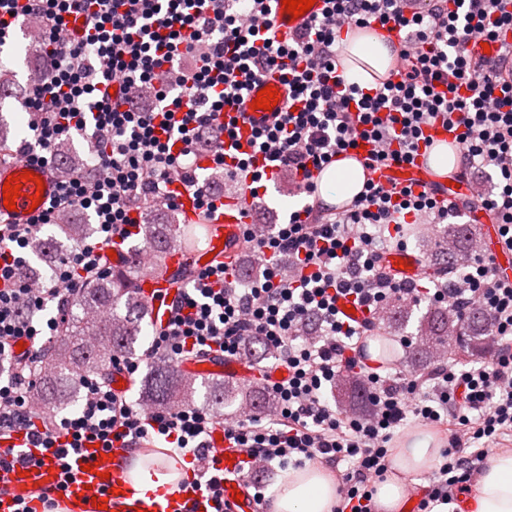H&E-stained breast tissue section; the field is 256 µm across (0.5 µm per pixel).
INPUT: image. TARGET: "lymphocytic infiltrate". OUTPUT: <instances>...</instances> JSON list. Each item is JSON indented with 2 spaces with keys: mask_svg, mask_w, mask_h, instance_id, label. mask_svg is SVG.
Here are the masks:
<instances>
[{
  "mask_svg": "<svg viewBox=\"0 0 512 512\" xmlns=\"http://www.w3.org/2000/svg\"><path fill=\"white\" fill-rule=\"evenodd\" d=\"M267 2L0 0V34L23 17L40 26L45 45L41 78L24 101L37 116L36 141L22 143L18 156L55 166L54 143L86 131L92 149L87 167L59 180L58 195L32 223L0 225V361L13 365L0 384V441L22 431L33 447L62 459L88 440L141 448L161 437L196 457L220 427L243 456L242 473L260 512L269 504L260 473L309 461L343 468L333 512H376L394 432L415 419L450 436L418 502L417 512H431L473 487L489 445L512 436V283L477 254L426 294L381 270L380 243L410 217L444 224L483 214L499 224L512 249V0H327L323 14L285 41L266 32ZM74 14L83 16L84 31L71 39ZM342 21L400 29L406 67L398 82L371 89L347 82L336 47ZM484 42L498 43L496 56L476 52ZM186 57L194 66L171 94L165 76ZM265 73L287 81L288 108L254 131L252 152L227 155L224 142L235 136L245 92ZM114 84L124 91L147 87L152 96L117 103L109 92ZM89 106L94 114H86ZM438 120L458 132L456 176L468 193L449 199L431 188L370 182L348 211L308 203L287 223L259 232L246 227L242 238L262 265L258 276L226 280L221 263L194 273L168 325L154 334L150 354L177 359L238 358L251 340H261L271 353L261 384L276 402L272 414H246L223 427L205 408L147 409L100 376L85 379L82 404L71 416L31 411L28 392L42 374L38 344L59 331L58 318L40 317L47 304L107 274V248L114 236L140 234L143 209L176 208L174 181L190 192L202 217L216 212L218 195L197 175L199 149L233 178H250L252 195L263 190L270 168L298 176L296 191L307 195L304 179L312 169L364 141L375 146L373 166L413 162L425 127ZM76 207L94 212L98 239L61 260L50 283L32 287L23 274L30 237ZM285 258L294 266L288 281L278 274ZM423 294L462 313L474 305L487 311L498 342L494 356L467 368L448 361L428 377L400 382L361 364L362 340L389 307ZM342 296L363 307V319L341 314ZM22 340L30 347L19 356L14 348ZM352 369L364 378L370 409L346 415L329 395Z\"/></svg>",
  "mask_w": 512,
  "mask_h": 512,
  "instance_id": "obj_1",
  "label": "lymphocytic infiltrate"
}]
</instances>
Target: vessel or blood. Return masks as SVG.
I'll use <instances>...</instances> for the list:
<instances>
[{"instance_id": "vessel-or-blood-1", "label": "vessel or blood", "mask_w": 512, "mask_h": 512, "mask_svg": "<svg viewBox=\"0 0 512 512\" xmlns=\"http://www.w3.org/2000/svg\"><path fill=\"white\" fill-rule=\"evenodd\" d=\"M326 0H315L309 12L292 17L285 11L282 0H272L269 15L271 32L276 39L285 40L303 30L311 20L324 12ZM278 91V107L288 103L289 89L279 75L272 74L256 78L247 92L248 99H255L265 87ZM274 118L270 110H247L246 118L238 124L235 149L246 152L255 128L269 124ZM425 139L412 163L375 169L369 165L371 144H362L360 149L348 151L347 156L359 163L364 179L384 186H409L422 190L436 186L443 197L451 198L466 193V185H458L447 177L437 175L430 165V153L438 145L456 146L453 132L435 122L424 130ZM31 171L35 180L23 181L20 195L16 198L15 210H8L0 203V221L10 224H26L34 216L31 208L33 195H41L43 201H50L57 193L58 181L51 167L32 163L24 158L0 162V185L8 177ZM249 180H241L235 196L225 198L224 209L207 221V235L204 248L191 253L180 251L169 253L164 258V271L159 275L146 277V287L140 295L145 300L149 316L155 328L165 327L180 298V276L185 267L202 271L210 265L231 263L245 224L250 221L247 203L250 198ZM484 251L492 257L497 276L512 282V250L503 246L498 228L489 224L484 228ZM381 266L396 279L411 283L422 273L425 260L406 247H396L382 253ZM184 372L196 377L224 375L242 381L255 377L253 369L245 362L224 358H190L181 364ZM129 451L122 441L112 443L111 450L86 443L84 448L70 452L66 460H58L52 453L36 454L33 463L14 465L0 469V512H17L21 504L30 502L33 495L46 490L55 491L65 512H99L98 502H106L107 512H211L213 502L204 487L187 482L177 484L163 500L154 497H138L128 474ZM242 459L238 449L232 448L229 440L213 439L204 455L197 459L199 472L217 469L224 474V500L232 512H257L258 507L252 496L249 481L240 473Z\"/></svg>"}]
</instances>
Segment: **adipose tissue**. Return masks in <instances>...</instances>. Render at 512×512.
Wrapping results in <instances>:
<instances>
[{"label": "adipose tissue", "instance_id": "adipose-tissue-1", "mask_svg": "<svg viewBox=\"0 0 512 512\" xmlns=\"http://www.w3.org/2000/svg\"><path fill=\"white\" fill-rule=\"evenodd\" d=\"M343 64L349 81L371 88L377 76L394 64L390 47L368 30L341 35ZM361 166L354 160L334 163L326 172L320 195L330 205H339L357 194L363 184ZM431 437L420 436L397 448L392 459V474L377 487L375 501L379 512H402L404 474L429 471L439 460ZM337 488L328 470L319 465L289 472L273 489L272 512H332ZM476 512H512V449L490 457L477 486Z\"/></svg>", "mask_w": 512, "mask_h": 512}]
</instances>
